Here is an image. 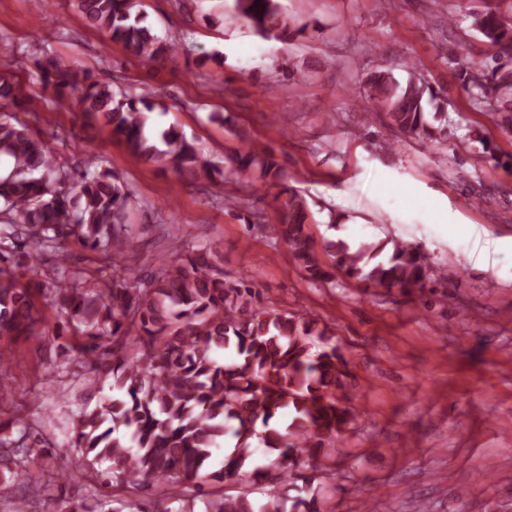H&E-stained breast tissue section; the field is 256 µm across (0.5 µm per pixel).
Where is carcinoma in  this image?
I'll list each match as a JSON object with an SVG mask.
<instances>
[{
	"label": "carcinoma",
	"instance_id": "cac0c4a2",
	"mask_svg": "<svg viewBox=\"0 0 512 512\" xmlns=\"http://www.w3.org/2000/svg\"><path fill=\"white\" fill-rule=\"evenodd\" d=\"M88 23L148 64L175 58L180 40L161 39L143 25L139 0H76ZM242 20L266 37L288 42L305 36L282 16L278 0H236ZM472 27L493 49L495 65L470 71L463 83L471 107L499 116L512 128V3L485 0ZM44 86L59 99L75 97L81 112L111 127L131 156L170 167L195 181L215 183L222 175L196 142L174 128L148 130L159 104L133 97L80 72L55 55L35 60ZM24 87L0 74V104L18 108ZM357 101L386 111L401 133L444 144L445 101L429 84L372 75ZM244 146L228 157L245 174V194L261 179L273 185L281 168L274 152L239 135ZM12 170L0 176V392L13 385L7 367L22 340L41 345L78 335L60 345L82 368L90 391L99 397L72 420V447L86 459L85 495L67 497L72 474L52 468L34 475L29 459L40 449L55 455L54 444L38 427L17 416L0 419V512H320L315 499L290 502L283 490L313 478L325 445L336 441L354 418L346 391V361L333 333L294 313L262 303L247 277L224 278L222 244L214 241L175 265L165 260L149 278L136 275L139 254L132 236L118 230L135 190L86 153L77 178L59 165L48 142L14 112L0 113V157ZM259 173V179L247 177ZM274 235L314 284L335 282V271L373 288L405 294L425 287L430 267L419 247L392 239L356 249L343 240L324 243L319 257L310 234L309 206L297 189L277 192ZM83 248L116 260L120 272L103 288H85L67 270L68 237ZM57 276L42 287L39 272ZM56 310L49 326L39 318L37 296ZM227 353L230 362L220 359ZM234 450L216 459L226 437ZM260 437L266 458H257L252 440ZM247 486L230 493L224 486Z\"/></svg>",
	"mask_w": 512,
	"mask_h": 512
}]
</instances>
